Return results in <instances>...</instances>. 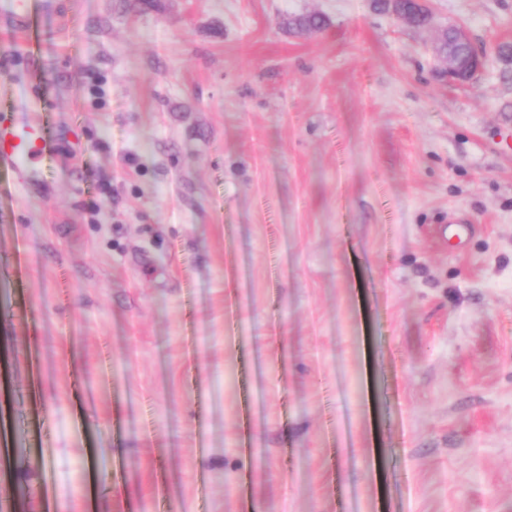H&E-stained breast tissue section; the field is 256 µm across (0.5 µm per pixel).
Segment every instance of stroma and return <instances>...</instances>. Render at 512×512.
I'll use <instances>...</instances> for the list:
<instances>
[{"instance_id":"obj_1","label":"stroma","mask_w":512,"mask_h":512,"mask_svg":"<svg viewBox=\"0 0 512 512\" xmlns=\"http://www.w3.org/2000/svg\"><path fill=\"white\" fill-rule=\"evenodd\" d=\"M425 3L0 26L52 144L0 170L10 512H512V0ZM457 38L461 42L470 43V45L472 47V50H473V56H472V58L470 60H468V61H464V60L455 61L451 57H448V60H446L439 53L438 54L446 62L447 68H446L444 74L448 77L449 81L462 82V83L469 82V81L473 80L480 72L483 71L484 66H485V62H486V55L483 53V51H479V50H477V49H475L473 47V45L471 44L470 38H469L467 32L464 29H462V28L458 29V31H457ZM466 69L473 70L474 71V73H473L474 75H473L472 78L466 79L465 81H463L458 76V74L461 71L466 70Z\"/></svg>"}]
</instances>
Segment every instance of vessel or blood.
<instances>
[{
  "label": "vessel or blood",
  "mask_w": 512,
  "mask_h": 512,
  "mask_svg": "<svg viewBox=\"0 0 512 512\" xmlns=\"http://www.w3.org/2000/svg\"><path fill=\"white\" fill-rule=\"evenodd\" d=\"M23 0H0V21L13 33L24 36L28 26L22 14ZM18 106L11 121L0 123V167L28 177H38L33 161L49 150L34 118V102L26 88L13 91Z\"/></svg>",
  "instance_id": "vessel-or-blood-1"
}]
</instances>
